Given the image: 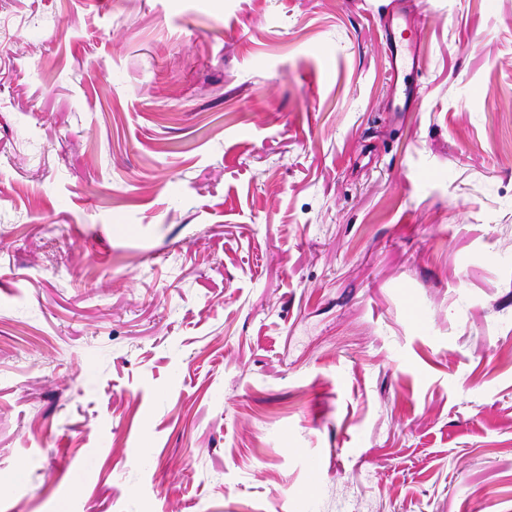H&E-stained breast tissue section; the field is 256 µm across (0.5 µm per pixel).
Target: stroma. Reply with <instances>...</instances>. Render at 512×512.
Returning <instances> with one entry per match:
<instances>
[{"instance_id": "stroma-1", "label": "stroma", "mask_w": 512, "mask_h": 512, "mask_svg": "<svg viewBox=\"0 0 512 512\" xmlns=\"http://www.w3.org/2000/svg\"><path fill=\"white\" fill-rule=\"evenodd\" d=\"M0 0V512H512V0ZM410 12L406 7L388 10L380 17V23L386 44L388 69L391 77L392 98L390 112H409L417 85L409 81V76L422 70L424 57L417 42L407 37L405 32L411 27ZM401 32V41L396 33ZM403 40H406L404 43Z\"/></svg>"}]
</instances>
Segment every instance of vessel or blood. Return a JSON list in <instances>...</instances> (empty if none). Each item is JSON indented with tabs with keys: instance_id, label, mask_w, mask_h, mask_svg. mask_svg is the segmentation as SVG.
Listing matches in <instances>:
<instances>
[{
	"instance_id": "vessel-or-blood-1",
	"label": "vessel or blood",
	"mask_w": 512,
	"mask_h": 512,
	"mask_svg": "<svg viewBox=\"0 0 512 512\" xmlns=\"http://www.w3.org/2000/svg\"><path fill=\"white\" fill-rule=\"evenodd\" d=\"M380 23L391 77L390 109L394 112H406L412 106L417 90L416 84L410 82L409 77L414 72L422 70L424 57L416 41L409 39L402 42L396 38L399 29L411 25L407 8L387 11L381 16Z\"/></svg>"
}]
</instances>
